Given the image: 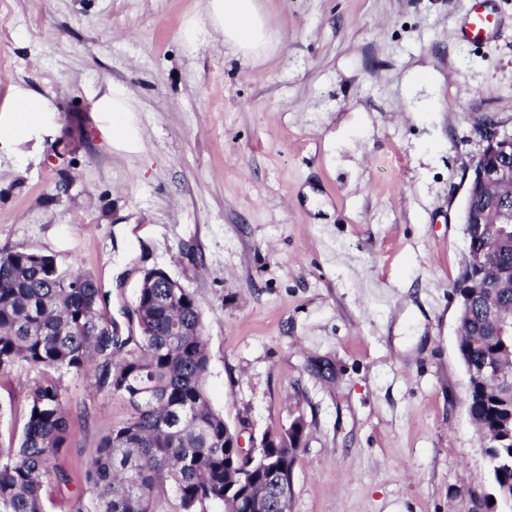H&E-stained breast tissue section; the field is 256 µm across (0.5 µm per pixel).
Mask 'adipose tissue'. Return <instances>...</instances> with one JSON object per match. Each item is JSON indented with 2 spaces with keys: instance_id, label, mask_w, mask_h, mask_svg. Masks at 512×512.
Listing matches in <instances>:
<instances>
[{
  "instance_id": "ef3b65f1",
  "label": "adipose tissue",
  "mask_w": 512,
  "mask_h": 512,
  "mask_svg": "<svg viewBox=\"0 0 512 512\" xmlns=\"http://www.w3.org/2000/svg\"><path fill=\"white\" fill-rule=\"evenodd\" d=\"M215 23L224 39L242 55L257 57L270 46V33L258 0H209Z\"/></svg>"
}]
</instances>
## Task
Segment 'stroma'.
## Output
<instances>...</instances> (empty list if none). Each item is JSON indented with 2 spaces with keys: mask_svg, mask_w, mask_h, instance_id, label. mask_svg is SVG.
Here are the masks:
<instances>
[{
  "mask_svg": "<svg viewBox=\"0 0 512 512\" xmlns=\"http://www.w3.org/2000/svg\"><path fill=\"white\" fill-rule=\"evenodd\" d=\"M485 4L470 44V0H260L253 59L208 0H0V251L91 274L124 335L146 270L180 281L244 448L305 421L291 512H486L453 294L482 130H512ZM36 377H0V445ZM93 380L61 377L75 471L129 413ZM485 0H470L471 7L462 27V37L470 43L485 41L498 24V19L484 6Z\"/></svg>",
  "mask_w": 512,
  "mask_h": 512,
  "instance_id": "1",
  "label": "stroma"
}]
</instances>
